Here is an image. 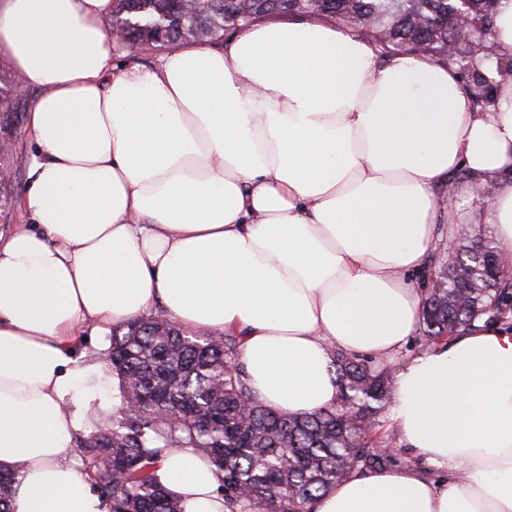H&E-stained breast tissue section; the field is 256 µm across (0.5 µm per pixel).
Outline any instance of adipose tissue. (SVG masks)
I'll list each match as a JSON object with an SVG mask.
<instances>
[{
	"mask_svg": "<svg viewBox=\"0 0 512 512\" xmlns=\"http://www.w3.org/2000/svg\"><path fill=\"white\" fill-rule=\"evenodd\" d=\"M112 0H0V49L32 92L29 225L0 234V469L12 512H106L73 466L119 403L77 354L151 314L244 336L270 408L335 403L332 351L396 361L388 414L420 466L357 474L312 512H512V329L478 321L398 359L413 276L443 239L433 191L499 185L484 209L512 277V85L473 112L455 69L380 57L327 24H269L227 49L113 63ZM184 512H224L215 467L167 452Z\"/></svg>",
	"mask_w": 512,
	"mask_h": 512,
	"instance_id": "ef3b65f1",
	"label": "adipose tissue"
}]
</instances>
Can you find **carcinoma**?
Wrapping results in <instances>:
<instances>
[{
  "label": "carcinoma",
  "mask_w": 512,
  "mask_h": 512,
  "mask_svg": "<svg viewBox=\"0 0 512 512\" xmlns=\"http://www.w3.org/2000/svg\"><path fill=\"white\" fill-rule=\"evenodd\" d=\"M501 0H114L110 28L118 48L168 51L186 42L214 44L259 23L305 17L369 33L387 56L409 55L452 66L469 85L471 108L491 103L494 87L512 85V58L495 41ZM468 41L458 42L459 24ZM23 99L0 74V142L12 148ZM497 256L482 229L458 243L460 268L441 260L422 289L424 346L440 344L488 314L512 312V284L470 253ZM240 333L188 331L155 316L112 329L106 361L120 378L121 405L112 420L82 440L81 463L107 512H184L156 477L172 448H192L215 467L224 512H309L313 501L354 473L410 465L378 443V416L389 402L383 360L332 353L336 403L284 415L260 402L238 362ZM14 476L0 473V512H11Z\"/></svg>",
  "instance_id": "cac0c4a2"
}]
</instances>
